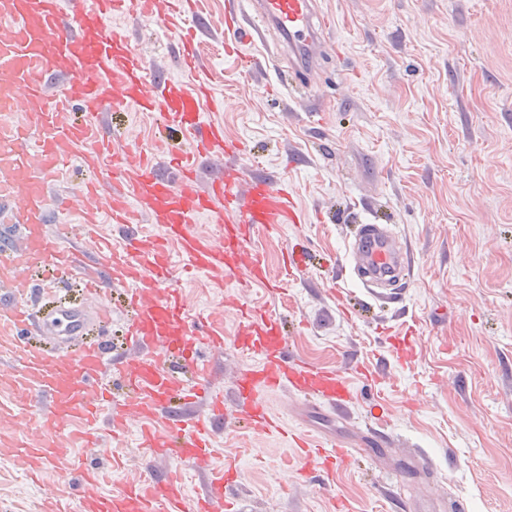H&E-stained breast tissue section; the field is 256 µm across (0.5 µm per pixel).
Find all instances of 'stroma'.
<instances>
[{
	"label": "stroma",
	"instance_id": "obj_1",
	"mask_svg": "<svg viewBox=\"0 0 512 512\" xmlns=\"http://www.w3.org/2000/svg\"><path fill=\"white\" fill-rule=\"evenodd\" d=\"M224 2L200 0V68L214 95L208 119L240 142L246 174L287 181L300 224L258 235L268 276L282 250L309 258L282 293L242 280L229 288L200 276L183 282L192 311L224 324L208 350L211 387L230 391L245 364L233 339L238 311L285 317L292 356L322 367L376 368L355 377L344 416L284 392L269 395L289 430L313 429L362 449L334 483L319 482L280 439L235 426L214 432V465L236 461L238 512H512V0H318L332 13L327 51L309 96L275 90L293 59L246 48L251 68L224 54ZM149 66L177 76L174 41L142 19L116 16ZM326 108L323 123L310 110ZM388 225L411 248L413 275L396 300L345 283L354 310L331 289L357 225ZM410 335L413 361L392 336ZM113 485L169 460L150 457L134 435ZM49 470L37 485L0 459V512H39L68 492Z\"/></svg>",
	"mask_w": 512,
	"mask_h": 512
}]
</instances>
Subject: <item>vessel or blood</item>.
Masks as SVG:
<instances>
[{
  "label": "vessel or blood",
  "mask_w": 512,
  "mask_h": 512,
  "mask_svg": "<svg viewBox=\"0 0 512 512\" xmlns=\"http://www.w3.org/2000/svg\"><path fill=\"white\" fill-rule=\"evenodd\" d=\"M196 0H0V111L19 110L20 120L0 134V457L24 478L34 479L66 461L80 487L70 496L44 500L42 512H230L225 492L235 486V465L211 466L216 427L234 420L270 436H289L299 458L322 482L348 465L355 449L312 432L287 433L265 396L289 389L344 413L354 398L350 374L293 358L280 317L242 309L235 345L247 363L233 380V402L205 384L199 345L224 346V327L204 314H190L178 272L214 276L217 283L247 279L281 291L269 281L263 254L251 245L261 232L298 224L302 215L286 182L246 177L240 143L227 140L221 124L205 118L209 90L197 67L196 32L186 20ZM136 15L178 36L181 79L151 72L144 56L116 32L111 20ZM330 20L313 0H227L226 54L252 64L243 46L276 30L294 57V78L304 84L323 49ZM62 79L51 91L53 79ZM154 117L157 131L180 130L189 151L171 156L176 175L164 172L154 153L116 151L96 119L128 108ZM219 164L208 188L197 163ZM91 172L79 192L50 204L48 187L72 165ZM80 215L78 242L51 233V208ZM121 239L90 255L101 218ZM209 218L214 232L200 231ZM149 219L157 233L135 231ZM44 262L52 278H84L82 302L41 303L30 268ZM351 270L363 287L404 285L411 257L400 238L380 224L362 225L349 252ZM125 288L132 315L124 328L123 353L88 339L91 326L111 319L114 285ZM43 336L77 343L73 352L33 344ZM207 395L201 417L182 409ZM42 406L38 435L23 429L26 404ZM137 420V441L149 455L174 462L156 477L143 475L110 490L119 466L115 449L105 462L89 456L103 436L123 440ZM206 468L207 486L191 494L186 472Z\"/></svg>",
  "instance_id": "obj_1"
}]
</instances>
